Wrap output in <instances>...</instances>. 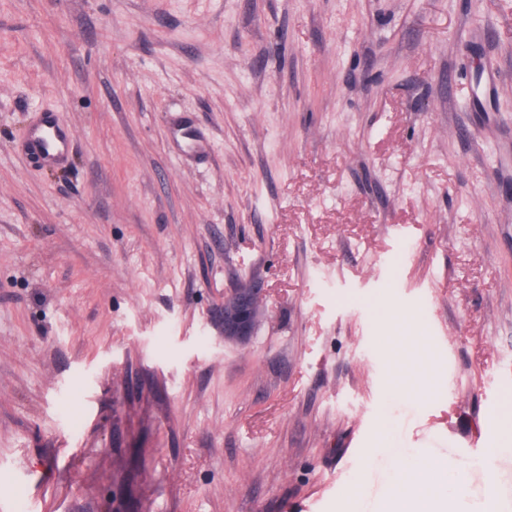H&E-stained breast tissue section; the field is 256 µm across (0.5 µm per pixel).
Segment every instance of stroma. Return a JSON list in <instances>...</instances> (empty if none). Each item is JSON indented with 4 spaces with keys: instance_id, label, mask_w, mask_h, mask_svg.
Listing matches in <instances>:
<instances>
[{
    "instance_id": "35a3bbf8",
    "label": "stroma",
    "mask_w": 512,
    "mask_h": 512,
    "mask_svg": "<svg viewBox=\"0 0 512 512\" xmlns=\"http://www.w3.org/2000/svg\"><path fill=\"white\" fill-rule=\"evenodd\" d=\"M505 384L512 0H0V512H344L385 431L512 498ZM70 146V134L59 126L52 113L44 114L28 140L30 151L47 164L57 161L69 151ZM263 288L249 283L245 288H236L224 296V306L220 321L224 327V337L234 336L239 344L250 341L255 332L254 311L262 301Z\"/></svg>"
}]
</instances>
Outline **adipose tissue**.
I'll return each instance as SVG.
<instances>
[{
    "mask_svg": "<svg viewBox=\"0 0 512 512\" xmlns=\"http://www.w3.org/2000/svg\"><path fill=\"white\" fill-rule=\"evenodd\" d=\"M467 464L413 451L402 455L377 512H462L468 495Z\"/></svg>",
    "mask_w": 512,
    "mask_h": 512,
    "instance_id": "obj_1",
    "label": "adipose tissue"
}]
</instances>
